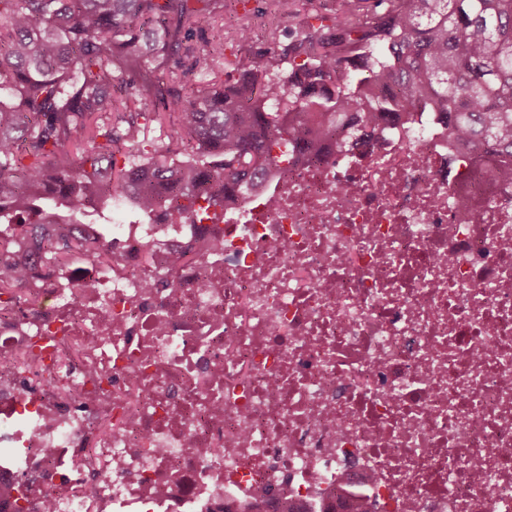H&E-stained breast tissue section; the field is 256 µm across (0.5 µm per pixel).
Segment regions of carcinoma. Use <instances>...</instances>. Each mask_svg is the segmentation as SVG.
Returning a JSON list of instances; mask_svg holds the SVG:
<instances>
[{"label": "carcinoma", "instance_id": "1", "mask_svg": "<svg viewBox=\"0 0 512 512\" xmlns=\"http://www.w3.org/2000/svg\"><path fill=\"white\" fill-rule=\"evenodd\" d=\"M249 0H0V296L24 297L28 239L122 199L148 224H194L273 179L293 149L345 146L432 112L448 146L512 154V0H341L265 46ZM241 9L236 33L224 8ZM235 44V76L195 85ZM176 117L169 134L159 131ZM51 267L108 263L98 239L40 242Z\"/></svg>", "mask_w": 512, "mask_h": 512}]
</instances>
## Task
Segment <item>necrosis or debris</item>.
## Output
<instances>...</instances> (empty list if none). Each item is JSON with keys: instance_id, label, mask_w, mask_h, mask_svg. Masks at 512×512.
Instances as JSON below:
<instances>
[{"instance_id": "4bbe7bcc", "label": "necrosis or debris", "mask_w": 512, "mask_h": 512, "mask_svg": "<svg viewBox=\"0 0 512 512\" xmlns=\"http://www.w3.org/2000/svg\"><path fill=\"white\" fill-rule=\"evenodd\" d=\"M87 230L0 303V512H512V158L423 112L220 230ZM32 256L38 257L44 265L57 267L67 266L79 258L108 263L112 259V251L98 239L70 230L58 238L41 240Z\"/></svg>"}]
</instances>
